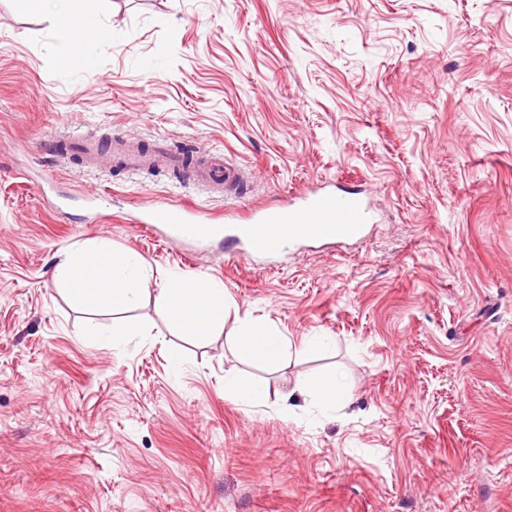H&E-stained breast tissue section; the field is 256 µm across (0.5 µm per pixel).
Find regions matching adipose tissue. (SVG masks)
<instances>
[{"mask_svg": "<svg viewBox=\"0 0 512 512\" xmlns=\"http://www.w3.org/2000/svg\"><path fill=\"white\" fill-rule=\"evenodd\" d=\"M18 12L30 11L35 4L53 5L60 21L54 37L69 56H78L79 33L93 31L98 38L109 29L87 13L84 0H13ZM57 278L71 302L92 305L115 312L136 308L149 296L154 284L153 270L133 250L115 251L104 238L87 242L59 266ZM169 314L182 326L196 331L224 327V287L205 275H196L161 293ZM235 358L242 363L262 362L276 367L288 351L283 337L269 331L259 321H245L230 339Z\"/></svg>", "mask_w": 512, "mask_h": 512, "instance_id": "ef3b65f1", "label": "adipose tissue"}]
</instances>
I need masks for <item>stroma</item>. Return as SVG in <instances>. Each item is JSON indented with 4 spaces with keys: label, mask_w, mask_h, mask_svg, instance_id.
Returning a JSON list of instances; mask_svg holds the SVG:
<instances>
[{
    "label": "stroma",
    "mask_w": 512,
    "mask_h": 512,
    "mask_svg": "<svg viewBox=\"0 0 512 512\" xmlns=\"http://www.w3.org/2000/svg\"><path fill=\"white\" fill-rule=\"evenodd\" d=\"M86 7L112 38L81 37L82 69L56 15L0 0V512H512V0ZM80 137L184 142L253 178L215 198L87 167ZM319 182L367 197L359 238L249 261L234 230L133 221L156 195L221 217ZM101 236L155 271L147 334L119 348L54 280ZM200 273L224 285L223 334L161 302ZM246 319L289 340L280 368L236 361ZM228 375L267 401L225 400ZM332 376L336 408L295 392Z\"/></svg>",
    "instance_id": "1"
}]
</instances>
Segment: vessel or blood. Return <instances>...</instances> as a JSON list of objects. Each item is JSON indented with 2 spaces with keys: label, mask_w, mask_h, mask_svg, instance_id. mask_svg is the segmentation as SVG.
<instances>
[{
  "label": "vessel or blood",
  "mask_w": 512,
  "mask_h": 512,
  "mask_svg": "<svg viewBox=\"0 0 512 512\" xmlns=\"http://www.w3.org/2000/svg\"><path fill=\"white\" fill-rule=\"evenodd\" d=\"M115 158L134 171L147 167H160L174 163L175 157L159 149L144 152L114 142ZM194 182L235 196L239 176L235 167L218 159L196 166L192 172ZM370 220V209L357 192L338 193L315 189L305 193L298 202L279 208H258L238 227V236L244 239L250 254L275 255L298 240L320 241L336 237L355 238ZM143 224H158L169 234L189 238L204 244L222 233L211 214L190 203H174L166 197L149 201L139 218Z\"/></svg>",
  "instance_id": "obj_1"
}]
</instances>
